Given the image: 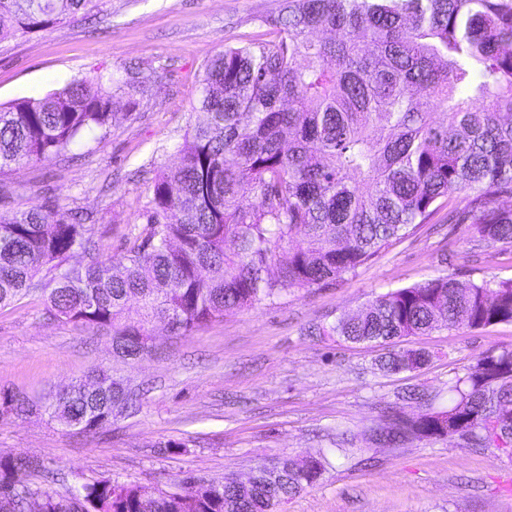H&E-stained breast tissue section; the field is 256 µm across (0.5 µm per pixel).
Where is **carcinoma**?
<instances>
[{
    "mask_svg": "<svg viewBox=\"0 0 512 512\" xmlns=\"http://www.w3.org/2000/svg\"><path fill=\"white\" fill-rule=\"evenodd\" d=\"M97 0H0V41ZM269 38L227 45L204 66L195 119L179 162L160 170L142 206L146 227L119 260L104 258L91 213L44 205L0 213V308L41 290L56 318L112 331L114 355L151 353L149 324L170 319L186 336L224 315L291 289L321 288L406 238L454 195L467 201L448 221H471L477 246L512 248V0H281ZM155 78L127 72L73 79L42 97L0 106V170L64 157L90 130L107 131L118 93L125 106ZM289 249L281 275L271 267ZM87 258L66 268L69 254ZM141 319L126 318L128 302ZM512 323V279L463 285L451 275L397 288L340 317L330 331L386 343L458 325ZM428 354L391 350L379 369H421ZM96 393L79 378L44 410L78 433L112 422V405L135 410L140 394ZM446 410L419 388L402 399L426 406L412 419L371 429L395 447L458 436L472 448L512 445V350L479 356L449 387ZM36 404L0 397V417ZM270 465L280 481L233 475L198 489L188 475L166 490L102 478L62 493L44 459L0 456V512H276L312 486L325 459Z\"/></svg>",
    "mask_w": 512,
    "mask_h": 512,
    "instance_id": "1",
    "label": "carcinoma"
}]
</instances>
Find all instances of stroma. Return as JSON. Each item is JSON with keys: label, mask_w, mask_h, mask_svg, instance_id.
Returning a JSON list of instances; mask_svg holds the SVG:
<instances>
[{"label": "stroma", "mask_w": 512, "mask_h": 512, "mask_svg": "<svg viewBox=\"0 0 512 512\" xmlns=\"http://www.w3.org/2000/svg\"><path fill=\"white\" fill-rule=\"evenodd\" d=\"M279 0H100L43 32L0 42V103L39 97L72 78L129 67L156 83L132 114H117L108 135L89 131L71 157L0 172L18 195L0 212L41 205L53 191L65 208L92 212L104 256L121 258L156 172L177 163L176 146L193 122L196 79L225 44L258 37ZM449 199L431 223L394 242L377 260L315 290H292L187 336L165 335L151 355L125 363L112 334L50 317L44 293L0 309V392L45 400L92 368L116 372L141 394L137 411L89 434L47 414L0 418V455H36L57 475L55 490L101 477L168 487L186 475L247 477L264 459L326 456L311 487L277 512H512V456L469 448L458 437L398 448L371 442L410 386L447 408L448 388L480 354L512 349V323L465 326L400 340L428 355L417 372L385 374L375 343L327 334L345 312L396 288L452 275L462 284L512 278V249L475 247L463 210Z\"/></svg>", "instance_id": "obj_1"}]
</instances>
